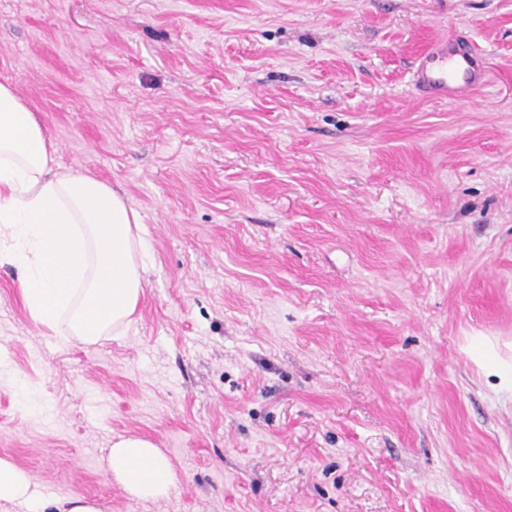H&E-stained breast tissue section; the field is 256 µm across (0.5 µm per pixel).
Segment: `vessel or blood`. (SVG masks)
Segmentation results:
<instances>
[{
	"label": "vessel or blood",
	"instance_id": "vessel-or-blood-1",
	"mask_svg": "<svg viewBox=\"0 0 512 512\" xmlns=\"http://www.w3.org/2000/svg\"><path fill=\"white\" fill-rule=\"evenodd\" d=\"M483 79L482 57L451 42L426 53L412 73L421 94L451 101L465 99Z\"/></svg>",
	"mask_w": 512,
	"mask_h": 512
}]
</instances>
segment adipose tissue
<instances>
[{"label": "adipose tissue", "instance_id": "ef3b65f1", "mask_svg": "<svg viewBox=\"0 0 512 512\" xmlns=\"http://www.w3.org/2000/svg\"><path fill=\"white\" fill-rule=\"evenodd\" d=\"M56 148L26 101L0 83V265L18 268L31 319L61 346H94L126 333L148 271L140 216L105 181L56 169ZM467 353L499 389L512 391V361L498 342L470 337ZM131 497L168 498L178 478L148 438L122 436L107 459ZM0 501L44 512L30 473L0 457Z\"/></svg>", "mask_w": 512, "mask_h": 512}]
</instances>
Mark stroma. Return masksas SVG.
<instances>
[{
    "mask_svg": "<svg viewBox=\"0 0 512 512\" xmlns=\"http://www.w3.org/2000/svg\"><path fill=\"white\" fill-rule=\"evenodd\" d=\"M463 35L468 99L410 85ZM124 194L126 335L58 347L0 267V457L101 512H512V0H0V83ZM178 477L127 495L114 438ZM498 342L487 336H471L467 353L481 372L497 379L499 390L512 392V361L500 354ZM107 464L122 489L139 500L168 498L178 481L172 462L145 437L120 436L112 442Z\"/></svg>",
    "mask_w": 512,
    "mask_h": 512,
    "instance_id": "obj_1",
    "label": "stroma"
}]
</instances>
